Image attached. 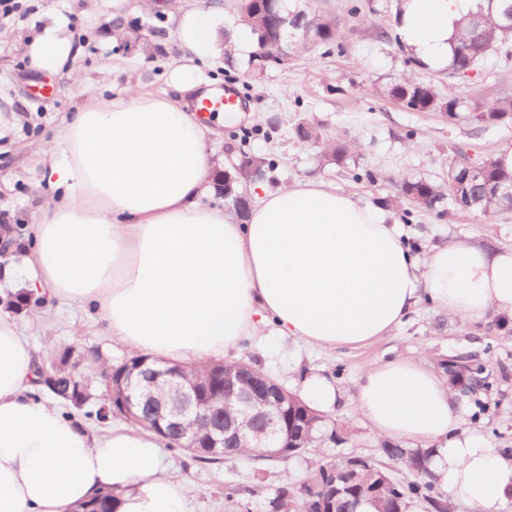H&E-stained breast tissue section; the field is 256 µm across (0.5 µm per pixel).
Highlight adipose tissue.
Segmentation results:
<instances>
[{"label":"adipose tissue","mask_w":512,"mask_h":512,"mask_svg":"<svg viewBox=\"0 0 512 512\" xmlns=\"http://www.w3.org/2000/svg\"><path fill=\"white\" fill-rule=\"evenodd\" d=\"M478 0H403L398 33L424 68L448 65L451 41ZM176 37L190 62L171 94L91 99L65 121L42 173L57 188L17 241L32 274L23 296L90 304L117 345L167 364L218 360L274 326L328 352L389 335L429 297L463 320L512 321V248L458 240L418 258L386 210L321 180L252 188L246 218L207 204L227 167L219 142L181 94L193 60L257 49L225 29L220 6L188 10ZM53 74L81 48L54 24L25 46ZM37 352L18 316L0 313V512H68L99 490L118 512H186L183 479L162 462L152 432L119 425L97 434L35 400ZM355 408L381 437L433 442L428 468L474 512H498L512 492V456L458 434L448 383L418 358L368 367Z\"/></svg>","instance_id":"obj_1"}]
</instances>
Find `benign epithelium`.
Returning a JSON list of instances; mask_svg holds the SVG:
<instances>
[{"label": "benign epithelium", "instance_id": "7a95c632", "mask_svg": "<svg viewBox=\"0 0 512 512\" xmlns=\"http://www.w3.org/2000/svg\"><path fill=\"white\" fill-rule=\"evenodd\" d=\"M257 0H241V15L253 21L265 42L277 46L288 38V18L281 17L270 24L253 7ZM224 402H234L239 416L231 417L225 408L197 386L181 380L176 367L128 369L119 382L112 385V404L117 413L133 420L149 418L166 444L188 443L190 448H238L247 443L262 454H295L305 447L297 424L284 408L288 391L275 383L264 372L242 363L236 369L224 372L222 383ZM193 415L204 428L188 436L182 420ZM369 464L362 456L347 458L341 477L325 470V482L316 491L300 489L302 495L318 499L316 512H336L340 496L348 493L349 474L358 466Z\"/></svg>", "mask_w": 512, "mask_h": 512}]
</instances>
